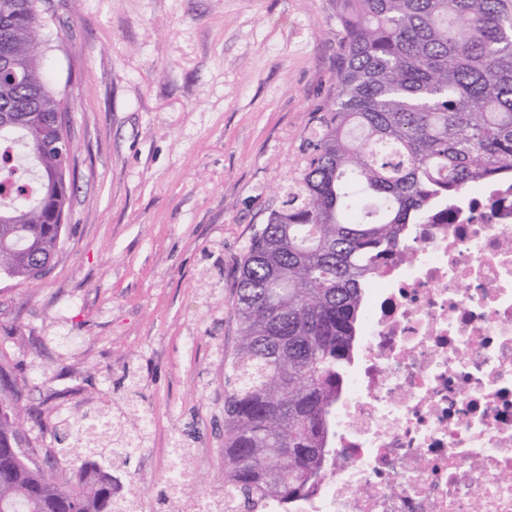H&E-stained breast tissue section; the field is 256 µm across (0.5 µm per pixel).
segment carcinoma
<instances>
[{"label":"carcinoma","mask_w":512,"mask_h":512,"mask_svg":"<svg viewBox=\"0 0 512 512\" xmlns=\"http://www.w3.org/2000/svg\"><path fill=\"white\" fill-rule=\"evenodd\" d=\"M334 93L286 199L240 260L224 355L221 512H296L335 456L334 416L372 274L448 199L512 175V0H334ZM39 0H0V113L61 111L42 63ZM72 144L0 129V278L33 283L60 249ZM20 391L0 367V512H122L112 475L76 448L6 451Z\"/></svg>","instance_id":"carcinoma-1"}]
</instances>
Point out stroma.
Returning <instances> with one entry per match:
<instances>
[{"label":"stroma","mask_w":512,"mask_h":512,"mask_svg":"<svg viewBox=\"0 0 512 512\" xmlns=\"http://www.w3.org/2000/svg\"><path fill=\"white\" fill-rule=\"evenodd\" d=\"M50 80L70 95L64 245L32 284L0 281V365L32 448H70L100 410L147 421L109 471L142 512L224 496V354L237 261L279 207L333 94V0H51Z\"/></svg>","instance_id":"1"}]
</instances>
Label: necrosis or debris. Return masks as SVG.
I'll use <instances>...</instances> for the list:
<instances>
[{"mask_svg":"<svg viewBox=\"0 0 512 512\" xmlns=\"http://www.w3.org/2000/svg\"><path fill=\"white\" fill-rule=\"evenodd\" d=\"M406 248L371 282L336 458L299 512H512V185Z\"/></svg>","mask_w":512,"mask_h":512,"instance_id":"necrosis-or-debris-1","label":"necrosis or debris"}]
</instances>
